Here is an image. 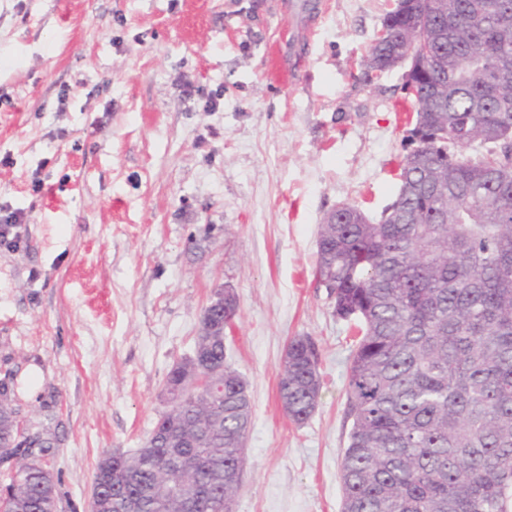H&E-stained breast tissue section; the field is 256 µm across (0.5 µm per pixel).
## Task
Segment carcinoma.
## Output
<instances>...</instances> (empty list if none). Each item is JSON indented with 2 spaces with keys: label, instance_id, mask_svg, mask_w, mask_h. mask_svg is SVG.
I'll list each match as a JSON object with an SVG mask.
<instances>
[{
  "label": "carcinoma",
  "instance_id": "carcinoma-1",
  "mask_svg": "<svg viewBox=\"0 0 512 512\" xmlns=\"http://www.w3.org/2000/svg\"><path fill=\"white\" fill-rule=\"evenodd\" d=\"M397 0L366 62H388L426 41L432 73L412 78L416 152L399 164L406 189L379 218L356 205L320 225L316 277L334 313L355 321L341 458L342 512H512V0ZM424 14L446 29L438 39L400 31L396 16ZM500 128L456 161L462 138ZM509 206L508 211L501 206ZM193 357L202 383L224 380V398L198 407L182 363L166 384L180 389L144 446L97 465L103 512H182L172 494L182 472L193 512H224L238 489L251 421L239 374L224 366V338L201 321ZM0 378V457L21 447ZM318 353L307 336L288 342L278 393L295 424L315 412ZM181 423L180 456L159 435ZM22 470L0 493V512H55L47 471Z\"/></svg>",
  "mask_w": 512,
  "mask_h": 512
}]
</instances>
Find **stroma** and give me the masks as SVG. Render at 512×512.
<instances>
[{
	"mask_svg": "<svg viewBox=\"0 0 512 512\" xmlns=\"http://www.w3.org/2000/svg\"><path fill=\"white\" fill-rule=\"evenodd\" d=\"M394 3L0 0V205L25 214L0 244V364L25 431L53 443L57 512H87L98 461L143 446L224 287L253 405L234 512H341L354 342L317 234L337 206L376 218L398 193L404 70L361 79ZM272 47L301 59L299 83L271 77ZM295 336L322 380L300 426L278 397Z\"/></svg>",
	"mask_w": 512,
	"mask_h": 512,
	"instance_id": "stroma-1",
	"label": "stroma"
}]
</instances>
